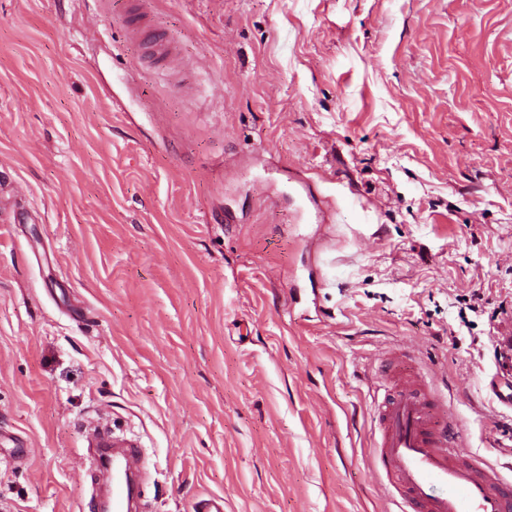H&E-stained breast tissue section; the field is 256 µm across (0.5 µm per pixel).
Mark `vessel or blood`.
<instances>
[{
    "instance_id": "vessel-or-blood-1",
    "label": "vessel or blood",
    "mask_w": 512,
    "mask_h": 512,
    "mask_svg": "<svg viewBox=\"0 0 512 512\" xmlns=\"http://www.w3.org/2000/svg\"><path fill=\"white\" fill-rule=\"evenodd\" d=\"M393 392L376 414L379 429L376 466L385 476L397 512H512V484L486 461L466 453L463 431L448 418L446 404L431 392L420 372L398 374ZM98 447L112 448V512H131L136 484L131 479L142 457L135 445L100 437Z\"/></svg>"
}]
</instances>
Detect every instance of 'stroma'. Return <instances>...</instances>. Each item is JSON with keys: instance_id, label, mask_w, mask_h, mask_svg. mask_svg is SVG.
Segmentation results:
<instances>
[{"instance_id": "35a3bbf8", "label": "stroma", "mask_w": 512, "mask_h": 512, "mask_svg": "<svg viewBox=\"0 0 512 512\" xmlns=\"http://www.w3.org/2000/svg\"><path fill=\"white\" fill-rule=\"evenodd\" d=\"M139 8L0 0V512H388L399 350L512 480V0ZM97 448H112L113 462L117 469L112 471V496L111 511L129 512L134 507L136 481L130 480L134 477L133 468L143 464L142 457L137 446L126 441H112L105 436L99 438Z\"/></svg>"}]
</instances>
